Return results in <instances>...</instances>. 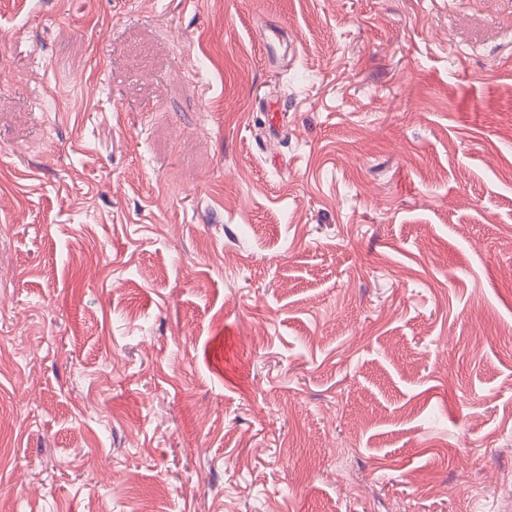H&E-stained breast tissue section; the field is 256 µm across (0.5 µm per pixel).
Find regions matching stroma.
Here are the masks:
<instances>
[{
	"label": "stroma",
	"instance_id": "1",
	"mask_svg": "<svg viewBox=\"0 0 512 512\" xmlns=\"http://www.w3.org/2000/svg\"><path fill=\"white\" fill-rule=\"evenodd\" d=\"M0 512H512V0H0Z\"/></svg>",
	"mask_w": 512,
	"mask_h": 512
}]
</instances>
